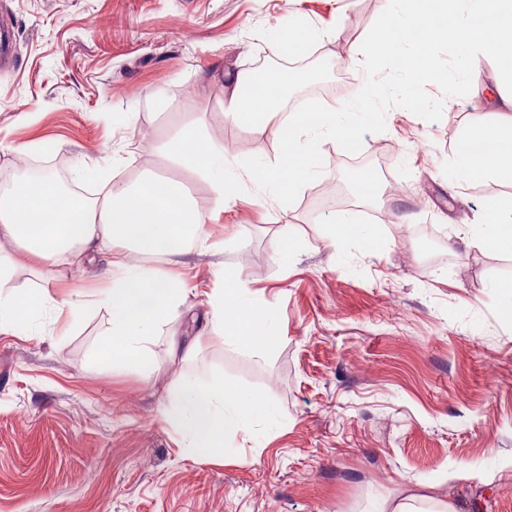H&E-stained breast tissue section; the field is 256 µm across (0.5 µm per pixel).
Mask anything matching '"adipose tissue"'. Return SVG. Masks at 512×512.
<instances>
[{"mask_svg":"<svg viewBox=\"0 0 512 512\" xmlns=\"http://www.w3.org/2000/svg\"><path fill=\"white\" fill-rule=\"evenodd\" d=\"M459 0H387L388 21L374 44L350 57L353 66L368 70L381 65L405 75L407 84L443 77L429 46L453 43L457 79L464 80L489 63L499 68L492 99L496 110L510 116L470 128L460 139L454 165L460 180L488 178L512 181V0H468L466 27L455 17ZM309 24L298 22L270 33L268 44L278 56L301 55L315 39ZM288 72L269 69L245 77L230 76L220 88L227 120L240 128L270 132L279 145L275 161L240 167L231 162L223 140L188 126L167 144L179 166L206 177L217 197L251 186L263 202L287 207L289 200L312 182L316 166L313 148L324 140L354 142L364 121L361 104L378 96L372 82L359 88L341 107L314 103L286 112ZM131 158L119 147L111 150L109 170L83 168L80 177L100 182L101 197L67 196L53 178L0 191V239L41 267L60 262L82 265L88 253L106 255L107 270L99 302L108 312L101 338L89 357L98 365L145 366L151 356L156 328L177 316L185 302L180 279L163 272L190 247L208 248L204 216L185 185L172 178L144 174L133 181L117 179ZM477 246L512 253V202L489 206L481 222L468 225ZM128 250L113 254L114 245ZM208 325L222 334L225 345L266 350L276 337L265 307L254 303L245 283L228 274L223 287L209 296ZM76 318L81 308L47 294H0V328L30 329L44 310ZM165 424L178 436L183 454L191 457L237 456L254 437L256 426L277 424L273 404L260 395H246L232 381L214 375L207 380L176 383L161 410ZM366 512H457L447 498L404 489L392 498L370 503Z\"/></svg>","mask_w":512,"mask_h":512,"instance_id":"ef3b65f1","label":"adipose tissue"}]
</instances>
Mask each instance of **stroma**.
I'll return each mask as SVG.
<instances>
[{
  "label": "stroma",
  "mask_w": 512,
  "mask_h": 512,
  "mask_svg": "<svg viewBox=\"0 0 512 512\" xmlns=\"http://www.w3.org/2000/svg\"><path fill=\"white\" fill-rule=\"evenodd\" d=\"M300 17L318 34L321 69L289 101L338 105L367 81L396 84L350 63L385 24V0H0V26L14 27V65L0 66V178L57 161L75 176L107 167L120 146L133 159L122 179L174 177L212 214L210 249L172 268L186 300L158 326L143 371L88 359L107 320L99 260L39 272L0 243L15 263L0 291L83 307L75 322L0 331V512H364L434 482L458 512H512V324L496 288L512 282V254L461 236L490 201L512 198V183L459 181L453 166L466 130L493 118L497 67L418 83L409 105L367 104L382 122H365L354 148L324 144L315 180L284 209L248 191L216 210L211 183L164 151L202 124L234 162L273 160L272 136L228 126L216 95L228 76L275 62L269 32ZM123 112L137 113L136 128ZM360 168L376 170L377 197L357 194ZM345 221L376 227L378 249L328 247L326 225ZM225 273L271 312V350L206 330L205 293ZM193 338V357L171 353ZM214 373L269 399L283 421L258 427L233 460L184 455L160 419L173 384ZM456 470L464 478L447 480Z\"/></svg>",
  "instance_id": "stroma-1"
}]
</instances>
